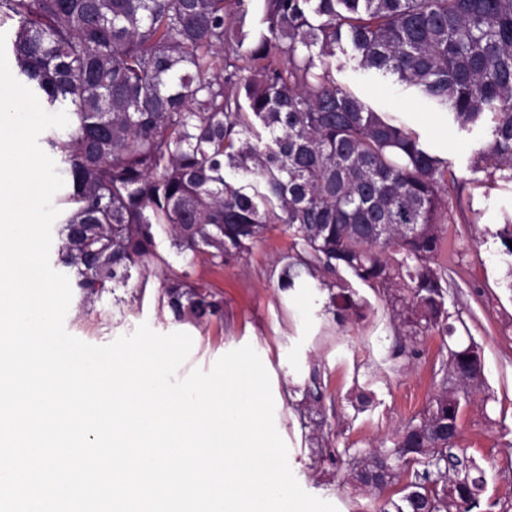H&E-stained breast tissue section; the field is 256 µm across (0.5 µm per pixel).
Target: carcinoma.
<instances>
[{
  "label": "carcinoma",
  "mask_w": 512,
  "mask_h": 512,
  "mask_svg": "<svg viewBox=\"0 0 512 512\" xmlns=\"http://www.w3.org/2000/svg\"><path fill=\"white\" fill-rule=\"evenodd\" d=\"M2 29L13 75L69 118L42 142L64 180L57 264L84 298L159 268L175 319L216 315L223 301L172 268L159 232L220 268L278 229L292 240L279 288L311 278L342 323L360 315L347 272L379 290L410 341L453 334L433 261L455 174L338 83L333 59L346 43L429 111L488 126L473 167L512 183V0H0ZM483 379L476 344L448 348L428 406L390 445L347 455L349 481L401 487L383 512H471L484 473L448 438ZM323 409L314 367L297 411Z\"/></svg>",
  "instance_id": "cac0c4a2"
}]
</instances>
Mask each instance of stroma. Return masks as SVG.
<instances>
[{
  "label": "stroma",
  "instance_id": "35a3bbf8",
  "mask_svg": "<svg viewBox=\"0 0 512 512\" xmlns=\"http://www.w3.org/2000/svg\"><path fill=\"white\" fill-rule=\"evenodd\" d=\"M336 77L382 112L409 113L412 127L451 164L457 185L442 226V248L435 258L448 277V308L453 342H476L482 349L485 382L460 416L458 447L483 469L485 489L478 512H512V257L499 231L512 214V185L491 182L473 170L471 159L483 131H461L442 119L429 121L420 103L410 100L393 77L361 70L352 50L337 53ZM290 241L273 233L241 260L219 269L190 262L167 234L158 251L175 268L209 282L223 300L217 316L199 323L175 320L160 301V275L145 287L117 288L88 302L73 296L65 328L73 336L103 345L133 333L141 323L156 332L187 333L193 347L179 376L210 369L227 352L251 345L267 366L278 432L300 486L332 503L338 512H380L387 498L357 489L345 480L336 458L344 449H370L389 439L417 415L434 392L439 332L421 337L417 357L394 353L396 332L391 308L360 281L351 286L363 301V316L337 323L326 308L327 292L316 288L281 291L277 277ZM319 368L324 386L325 421L319 432L303 426L294 406ZM370 404L356 409L359 391Z\"/></svg>",
  "mask_w": 512,
  "mask_h": 512
}]
</instances>
